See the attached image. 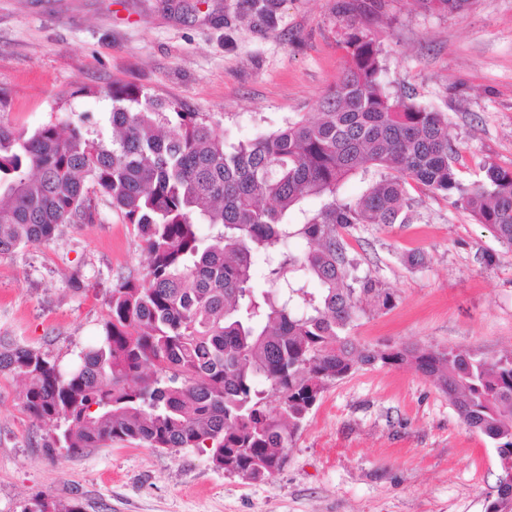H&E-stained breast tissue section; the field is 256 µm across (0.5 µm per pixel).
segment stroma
Instances as JSON below:
<instances>
[{
    "instance_id": "35a3bbf8",
    "label": "stroma",
    "mask_w": 512,
    "mask_h": 512,
    "mask_svg": "<svg viewBox=\"0 0 512 512\" xmlns=\"http://www.w3.org/2000/svg\"><path fill=\"white\" fill-rule=\"evenodd\" d=\"M345 0H281L256 25L244 0H0V124L50 122L107 134L129 85L219 120L229 141L313 117L343 67ZM364 26L391 92L448 115L464 184L485 163L512 167V0L449 14L384 0ZM419 217L347 238L360 274L390 288L388 309L360 315L362 344L512 353V253L452 200L417 186ZM422 252L420 268L405 264ZM148 257L109 208L53 241L0 258V335L66 365L98 341L118 278ZM24 384L0 379V512L77 502L83 512H484L497 453L447 397L407 367L365 366L321 394L287 453L261 481L215 467L208 451L112 444L67 455L23 410Z\"/></svg>"
}]
</instances>
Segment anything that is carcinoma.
Here are the masks:
<instances>
[{
  "label": "carcinoma",
  "instance_id": "carcinoma-1",
  "mask_svg": "<svg viewBox=\"0 0 512 512\" xmlns=\"http://www.w3.org/2000/svg\"><path fill=\"white\" fill-rule=\"evenodd\" d=\"M249 2L257 22L276 23L274 0ZM418 2L453 14L475 0ZM343 49L317 118L236 145L212 118L127 86L103 92L107 138L73 122L29 136L0 125L1 256L94 223L99 201L149 255L143 277L113 285L102 336L71 366L0 336V376L25 381L24 411L52 427L45 447L206 448L216 467L261 480L281 468L329 384L364 365L409 366L493 444L502 474L485 512H512V483L502 484L512 477V354L353 342L363 302L388 309L394 296L358 274L346 241L369 224L412 223L409 191L421 185L512 250V168L487 163L465 186L447 114L388 90L382 50L353 19ZM353 178L365 183L356 198L342 192Z\"/></svg>",
  "mask_w": 512,
  "mask_h": 512
}]
</instances>
